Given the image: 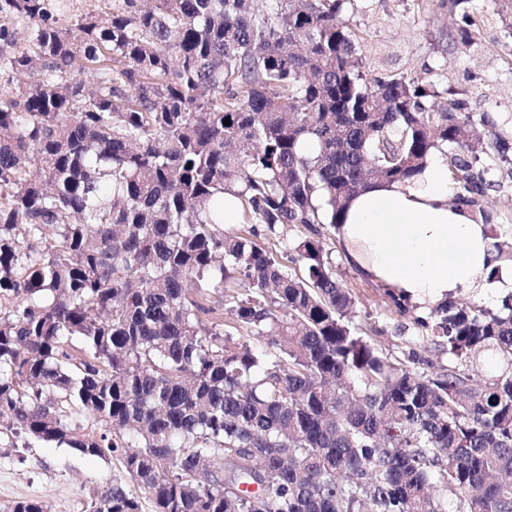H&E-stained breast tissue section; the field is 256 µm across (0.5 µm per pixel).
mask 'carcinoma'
I'll list each match as a JSON object with an SVG mask.
<instances>
[{"label": "carcinoma", "mask_w": 512, "mask_h": 512, "mask_svg": "<svg viewBox=\"0 0 512 512\" xmlns=\"http://www.w3.org/2000/svg\"><path fill=\"white\" fill-rule=\"evenodd\" d=\"M70 2L0 0V437L118 458L86 512H141L131 483L153 512H512V295L415 318L452 361L425 372L353 324L316 228L443 150L488 222L500 134L366 74L353 0ZM471 2L442 0L465 47Z\"/></svg>", "instance_id": "1"}]
</instances>
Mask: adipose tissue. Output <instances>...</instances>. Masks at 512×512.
I'll return each instance as SVG.
<instances>
[{"mask_svg": "<svg viewBox=\"0 0 512 512\" xmlns=\"http://www.w3.org/2000/svg\"><path fill=\"white\" fill-rule=\"evenodd\" d=\"M443 153L407 182H375L354 195L335 228L350 267L400 292L417 313L470 291L498 301L512 294V261L498 258L489 225L451 203Z\"/></svg>", "mask_w": 512, "mask_h": 512, "instance_id": "adipose-tissue-1", "label": "adipose tissue"}]
</instances>
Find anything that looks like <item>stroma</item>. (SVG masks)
Instances as JSON below:
<instances>
[{"instance_id":"stroma-1","label":"stroma","mask_w":512,"mask_h":512,"mask_svg":"<svg viewBox=\"0 0 512 512\" xmlns=\"http://www.w3.org/2000/svg\"><path fill=\"white\" fill-rule=\"evenodd\" d=\"M472 17L481 40L467 49L455 43L459 19L440 0H355L351 27L369 74L421 75L439 89L457 90L469 112L488 116L512 143V35H505L492 0H473ZM484 165L492 182L484 207L495 227L512 225V161L490 155ZM319 230L337 279L355 300V322L382 329L381 342L392 356L423 345L426 338L412 318L387 307L379 289L345 264L331 227ZM120 471L113 459L41 443L14 448L1 439L0 512L19 499L45 501L50 512H84L90 493Z\"/></svg>"}]
</instances>
